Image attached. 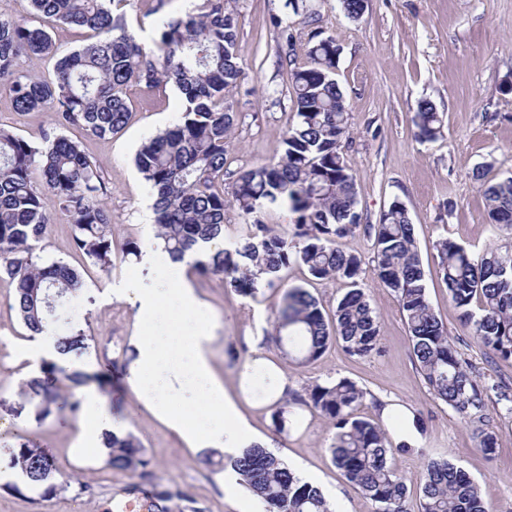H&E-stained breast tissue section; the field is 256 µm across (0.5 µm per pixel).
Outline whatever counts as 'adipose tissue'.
Segmentation results:
<instances>
[{"label": "adipose tissue", "instance_id": "obj_1", "mask_svg": "<svg viewBox=\"0 0 512 512\" xmlns=\"http://www.w3.org/2000/svg\"><path fill=\"white\" fill-rule=\"evenodd\" d=\"M140 262L155 268L156 286L144 288L130 279L119 288L136 309L137 327L130 340L135 358L128 382L139 402L195 451L238 455L253 445L269 447V440L241 411L239 395L254 386L262 392L260 404H275L288 389L287 378L257 354L243 364L237 392L229 393L207 349L213 328L209 308L179 275L182 261L156 243L142 251ZM77 395L83 406L84 441L104 447V435L114 425L102 395L91 384L79 387Z\"/></svg>", "mask_w": 512, "mask_h": 512}]
</instances>
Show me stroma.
Listing matches in <instances>:
<instances>
[{
	"mask_svg": "<svg viewBox=\"0 0 512 512\" xmlns=\"http://www.w3.org/2000/svg\"><path fill=\"white\" fill-rule=\"evenodd\" d=\"M239 27L237 54L243 71L228 97L236 115L227 147L226 181L238 172L277 160L281 142L295 122L289 73L278 61L276 20L289 21L297 37L296 55L304 57L312 27H319L341 47L336 78L348 110L347 163L358 184L357 209L364 225L378 223L392 201L403 202L415 227L417 250L425 271L429 303L443 322L448 339L468 363L480 384L500 383L512 394V359L483 348L460 318L448 296L435 245L447 237L473 252L512 243V229L490 224L482 182L474 177L486 166V178L512 174V93L501 85L512 81V0H367L363 15L344 17L338 0H228ZM132 116L118 134L101 139L82 128H62L53 111L17 113L8 90H0V126L28 140L63 134L81 143L99 162L110 189L113 267L103 272L75 250L68 218L52 211L47 237L36 249L42 260H60L78 268L84 286L76 298L82 314L71 318L86 347L81 363L98 372L99 387L115 428L141 440L151 464L145 476L111 471L105 451L80 443L81 413L51 415L36 421L34 409L19 394V385L37 372L41 361L29 350L26 328L12 309L14 286L0 278V448L24 435L50 449L59 479L72 481L52 497L0 488V512H109L114 500L133 498L160 484L188 492L204 512H252L251 499L224 485V468H206L202 455L147 412L127 381L129 340L135 310L121 299H107L136 273L135 258L122 249L134 241L147 246L144 206L153 192L134 164L142 142L171 128L179 117L174 86H134L128 91ZM431 101L443 117L440 136H416L414 114L420 101ZM374 239L362 229L343 238L340 248L361 257L360 286L379 325V351L358 357L342 343L331 344L317 360L300 364L282 356L269 341L272 311L286 289L307 290L326 313H333L346 293V280L317 279L294 264L274 286L244 297L223 276L187 270L193 288L209 304L217 324L209 349L218 377L236 391L237 375L253 351L277 363L288 389L304 393L315 384L339 378L354 381L365 393L356 413L381 423L380 407L392 403L419 418L418 442L410 450H393L389 464L406 481L408 512H421L419 484L429 461L447 458L477 483L489 512H512V414L497 395H489L485 413L497 438L493 453L478 447L470 422L436 399L425 384L413 355L398 299L378 281ZM281 410L283 430L272 422ZM254 425L289 467L315 475L321 491L332 494L339 512H373V504L351 485L332 462L334 428L317 411L279 403L253 412ZM86 493H78L77 485Z\"/></svg>",
	"mask_w": 512,
	"mask_h": 512,
	"instance_id": "1",
	"label": "stroma"
}]
</instances>
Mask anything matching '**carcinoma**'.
Returning a JSON list of instances; mask_svg holds the SVG:
<instances>
[{"instance_id":"cac0c4a2","label":"carcinoma","mask_w":512,"mask_h":512,"mask_svg":"<svg viewBox=\"0 0 512 512\" xmlns=\"http://www.w3.org/2000/svg\"><path fill=\"white\" fill-rule=\"evenodd\" d=\"M27 15L86 32L79 48L60 53L51 33L31 19H0V86L8 88L16 112L51 109L60 127L78 126L105 138L122 130L131 112L128 89L172 81L183 95L179 122L143 143L135 164L155 194L157 237L182 259L195 255L192 268L224 277L241 296L271 287L279 273L298 263L317 279L351 281L338 301L332 321L304 289L286 290L279 301L269 339L288 358L301 363L318 359L340 340L348 354L379 351V327L358 279L362 260L344 253L338 240L364 228L374 232L375 273L393 292L404 314L413 354L434 396L461 418L476 425L479 446L495 449L496 437L485 428V396L499 385H481L448 342L441 320L429 304L425 273L417 253L414 224L406 206L395 200L380 223L361 225L356 178L344 157L349 128L344 93L336 80L340 46L320 30L311 32L307 61L297 62L293 29L277 20L281 59L290 66L296 124L281 143L277 161L240 173L224 190L226 138L234 115L224 105L242 70L236 54L237 21L225 0H203L199 12L157 20L154 46L139 43L129 31L120 5L127 0H26ZM54 60L49 78L24 68L23 60ZM418 135L432 140L443 119L427 100L414 116ZM490 223L512 228V175L483 183ZM50 193L70 218L74 247L104 272L112 268V212L100 166L80 143L45 134L34 144L0 128V276L14 284V302L24 327L49 332L59 311L83 286L81 272L61 261L44 262L34 254L47 234L51 216L42 202ZM234 204L252 219L247 231L228 236L225 210ZM296 214L293 239L262 221L271 208ZM436 250L448 296L472 326L473 336L493 354L512 358V245L475 255L451 239ZM478 299V310L471 309ZM64 354L84 348L78 336H58ZM87 374L45 362L27 379L20 394L42 419L79 403L63 393L68 381L77 387ZM365 392L340 378L316 384L294 400L310 407L335 429L332 460L342 475L374 504V512H406L408 488L388 464L386 432L356 415ZM105 463L125 474H146L149 460L141 440L131 432L106 435ZM228 464L242 484L274 512H333L321 490L301 481L272 451L259 446L232 456ZM7 465L54 495L55 456L16 436ZM421 512H486L473 481L446 459L432 460L421 483ZM187 512H201L186 492L158 485L147 512H166L172 498Z\"/></svg>"}]
</instances>
